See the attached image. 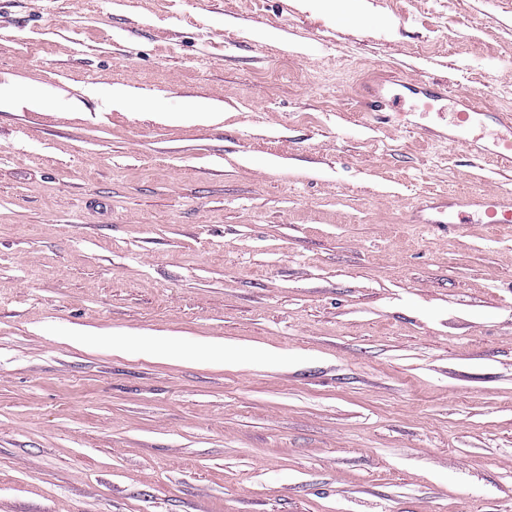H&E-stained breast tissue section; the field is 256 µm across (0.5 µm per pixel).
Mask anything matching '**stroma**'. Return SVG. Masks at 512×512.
<instances>
[{"instance_id":"35a3bbf8","label":"stroma","mask_w":512,"mask_h":512,"mask_svg":"<svg viewBox=\"0 0 512 512\" xmlns=\"http://www.w3.org/2000/svg\"><path fill=\"white\" fill-rule=\"evenodd\" d=\"M385 70L512 113V0H0V512H512V224L404 221L512 172ZM26 107L31 110L49 112L54 109L55 101L44 93L40 85L30 84L23 89L14 85H0V109ZM112 109L119 111L156 112L154 104L135 95L129 87L116 85L110 91ZM131 344H136L152 354H182L175 336H112L110 339L112 351L116 353L125 352ZM192 357H203L208 361H248L256 362L277 356V352L272 349H262L252 351L247 357L224 344L221 340H209L207 343L198 344L194 349L187 352Z\"/></svg>"}]
</instances>
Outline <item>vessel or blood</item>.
<instances>
[{"label":"vessel or blood","instance_id":"obj_1","mask_svg":"<svg viewBox=\"0 0 512 512\" xmlns=\"http://www.w3.org/2000/svg\"><path fill=\"white\" fill-rule=\"evenodd\" d=\"M414 99L412 110L388 112L385 85L372 86L364 108L372 118L431 139H440L465 154L484 158L497 167L512 171V114L497 111L468 95L449 96L438 81L418 77L406 85ZM450 101L452 118L447 127L419 124L415 113H428L443 101ZM474 216L480 224H512V190L499 188L482 194L458 192L420 197L408 215L412 224H458L464 216Z\"/></svg>","mask_w":512,"mask_h":512}]
</instances>
